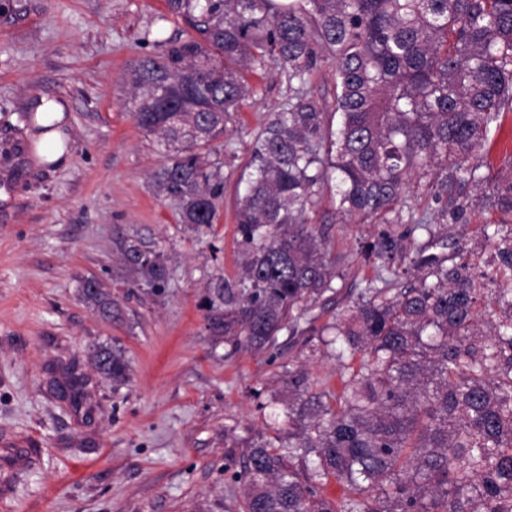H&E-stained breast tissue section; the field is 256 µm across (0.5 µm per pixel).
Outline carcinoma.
I'll return each mask as SVG.
<instances>
[{
    "label": "carcinoma",
    "mask_w": 512,
    "mask_h": 512,
    "mask_svg": "<svg viewBox=\"0 0 512 512\" xmlns=\"http://www.w3.org/2000/svg\"><path fill=\"white\" fill-rule=\"evenodd\" d=\"M188 28L158 57L134 65L137 126L168 152L156 176L196 231L219 218L224 182L206 150L251 89L242 69L274 60L303 84L333 59L332 108L296 95L252 148L237 202L245 261L238 277L207 288L210 335L257 351L300 328L310 304L343 271L330 269L304 211L336 180L337 212L385 228L362 245L378 274L327 326L342 391L288 381V436L251 445L240 478L244 512H512V226L485 224L492 271L476 274L435 252L468 205L512 216V160L482 172L491 133L512 112V0H167ZM417 184L439 204L429 217L408 202ZM430 240L411 246L412 229ZM134 285L164 292L163 255L142 242L122 252ZM409 261L417 284L395 290ZM494 284L490 303L482 301ZM99 316L121 317L96 278L80 291ZM358 367L350 369L349 361ZM104 380L128 379L123 352L89 349ZM348 487L332 500L331 480Z\"/></svg>",
    "instance_id": "obj_1"
}]
</instances>
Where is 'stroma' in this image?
<instances>
[{"instance_id": "stroma-1", "label": "stroma", "mask_w": 512, "mask_h": 512, "mask_svg": "<svg viewBox=\"0 0 512 512\" xmlns=\"http://www.w3.org/2000/svg\"><path fill=\"white\" fill-rule=\"evenodd\" d=\"M186 34L166 0H0V512H243L244 453L287 428L289 372L316 392L341 388L335 359L310 351L318 337L283 331L269 350L233 352L200 306L242 260L236 203L256 136L295 92L332 103L333 62L299 90L274 62L244 70L252 94L208 156L224 180L220 218L201 233L159 192L166 151L131 111L130 70ZM41 96L66 106L58 165L33 154L30 103ZM304 218L345 272L310 311L320 328L375 277L361 245L380 226L342 220L332 187ZM510 222L487 207L447 231L485 259L481 226ZM137 240L163 254L165 293L134 285L121 254ZM90 277L121 320L81 301ZM101 343L123 350L125 384L88 365ZM74 375L79 399L62 391Z\"/></svg>"}]
</instances>
